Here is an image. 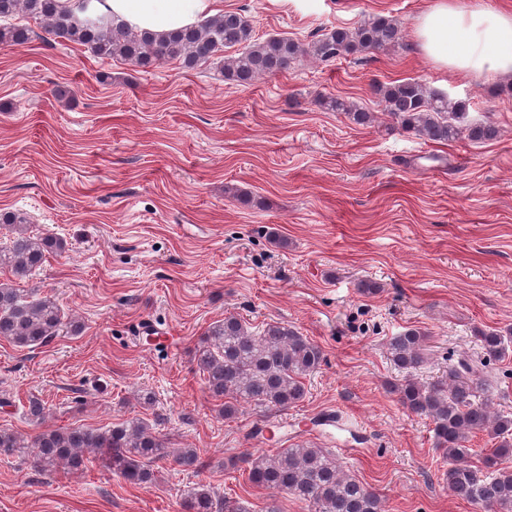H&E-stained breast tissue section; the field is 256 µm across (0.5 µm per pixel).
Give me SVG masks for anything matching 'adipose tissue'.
Segmentation results:
<instances>
[{
    "label": "adipose tissue",
    "instance_id": "adipose-tissue-1",
    "mask_svg": "<svg viewBox=\"0 0 512 512\" xmlns=\"http://www.w3.org/2000/svg\"><path fill=\"white\" fill-rule=\"evenodd\" d=\"M131 24L164 35L213 14L215 0H106ZM421 52L464 74L495 72L512 77V13L457 0H435L416 27Z\"/></svg>",
    "mask_w": 512,
    "mask_h": 512
}]
</instances>
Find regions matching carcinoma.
Returning a JSON list of instances; mask_svg holds the SVG:
<instances>
[{"label": "carcinoma", "instance_id": "cac0c4a2", "mask_svg": "<svg viewBox=\"0 0 512 512\" xmlns=\"http://www.w3.org/2000/svg\"><path fill=\"white\" fill-rule=\"evenodd\" d=\"M23 14L42 24L43 32L62 42L83 46L102 59H119L147 71L164 61H177L195 69L226 49L224 78L249 85L265 76L288 70L303 58L329 63L349 55L373 53L401 44L399 24L376 15L356 27L338 26L307 44L288 37L255 38L253 27L238 13L226 12L157 39L98 3L97 18L86 20L78 4L66 8L60 0H0V49L23 47L36 37L26 24L10 19ZM380 112L401 128L427 141L448 143L465 135L479 142L496 138L491 122L470 128L456 124L467 110L462 101L430 88L417 79L395 80L374 87ZM318 104L342 112L359 126H373L378 113L339 98L323 97ZM0 224L10 235L0 247V269L25 279L40 268L50 253H62L66 243L38 238L29 231V217L21 212L0 213ZM82 326L51 296L35 297L28 291L0 282V339L23 349H35L65 332L81 333ZM475 339L485 355L503 359L512 353V328L478 329ZM424 334L409 329L394 336L388 351L405 378L392 392L411 413L428 418L438 448L448 461V489L481 512H512V468L503 460L512 457V413L493 412L492 390L482 371L461 360L448 366V375L426 383L413 377L424 361ZM194 362L203 374L210 397L228 419L243 399L260 407L284 410L306 395L304 379L324 361L321 347L295 327L281 322L265 324L256 336L234 315L211 324L194 351ZM46 403L37 395L27 398V415L44 418ZM478 434L495 441L479 464L470 463L469 442ZM25 444L10 428H0V455H12ZM33 463L44 471L82 472L93 459L105 462L132 485L154 479V465L169 461L183 468L203 466L194 448H170L143 418L109 428L59 427L44 429L30 438ZM247 480L257 487L284 491L304 503L309 512H382L379 497L355 476L345 472L336 456L313 444H293L269 454L258 451L245 459ZM185 512H241L221 499L207 483L188 490Z\"/></svg>", "mask_w": 512, "mask_h": 512}]
</instances>
